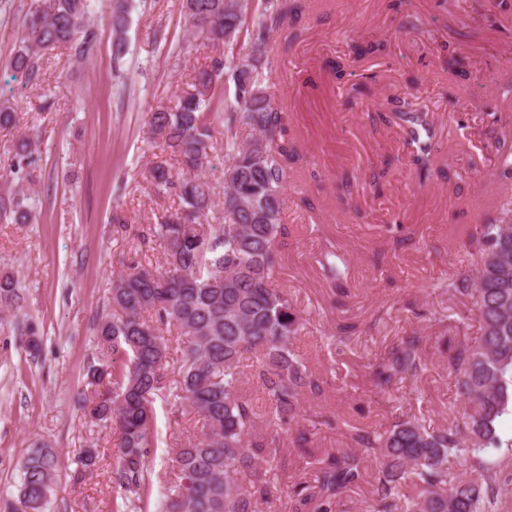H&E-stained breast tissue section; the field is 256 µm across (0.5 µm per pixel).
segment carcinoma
Returning a JSON list of instances; mask_svg holds the SVG:
<instances>
[{
    "label": "carcinoma",
    "instance_id": "carcinoma-1",
    "mask_svg": "<svg viewBox=\"0 0 512 512\" xmlns=\"http://www.w3.org/2000/svg\"><path fill=\"white\" fill-rule=\"evenodd\" d=\"M96 0H50L27 12L12 69L40 80L41 60L64 47L89 59L96 45L90 19ZM130 5L114 0L111 24L120 57ZM191 26L207 31L213 48H224L211 67L196 72L194 92L172 106L151 110L148 139L172 157L150 168L156 189L178 199V208L149 225L148 239L165 250L160 267L135 265L112 282V312L100 317L101 350L112 366L91 361L85 374L93 390L82 398L85 415L115 426L120 448L113 482L123 490L114 512H138L149 485L154 402L166 394L190 411L200 435L175 449L176 483L160 512H259L282 485L272 468L278 428L293 421L302 400L322 393L319 378L294 349L303 317L288 290L272 280L288 237L282 223L284 188L299 152L288 113L275 103L276 77L266 30L288 28L297 8L286 0H183ZM257 26L249 47L237 45L246 20ZM232 85H227V82ZM224 125V223L213 224L215 190L200 173L209 163L212 133ZM31 143L16 147L9 172L27 189L0 198V218L37 220ZM474 257L468 270L441 284L453 298H469L480 335H470L469 312L452 318L448 362L463 413L448 426L428 429L399 419L383 432L358 429V452L317 460L315 484L294 485L292 512H329L347 489L364 480L363 463L375 458L376 502L370 512H497L498 477L483 458L488 448H512L500 421L512 415V224H476L467 233ZM335 242L325 240L318 263L326 279L342 281L346 269ZM341 324L327 337L337 348L355 335ZM421 339L403 336L372 369L376 394L392 397L398 382L426 370ZM179 353L177 377L165 381L171 352ZM256 357L255 374L267 393L268 411L258 412L243 392V362ZM461 461L474 479L448 472ZM58 456L45 446L30 449L22 464L18 494L5 512H45L58 476Z\"/></svg>",
    "mask_w": 512,
    "mask_h": 512
}]
</instances>
